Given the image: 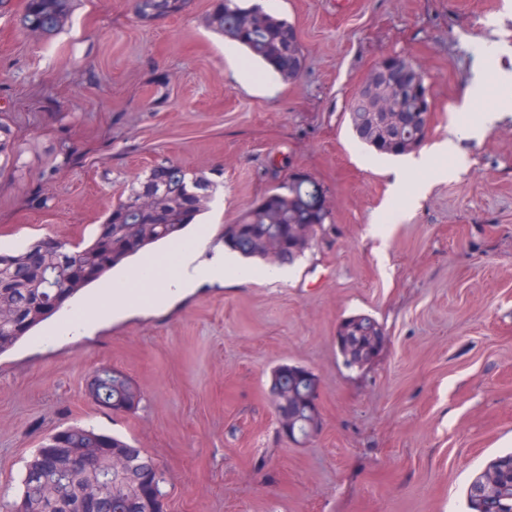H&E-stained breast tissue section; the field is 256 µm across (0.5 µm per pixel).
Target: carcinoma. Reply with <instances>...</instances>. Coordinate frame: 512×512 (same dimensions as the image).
I'll list each match as a JSON object with an SVG mask.
<instances>
[{"label": "carcinoma", "mask_w": 512, "mask_h": 512, "mask_svg": "<svg viewBox=\"0 0 512 512\" xmlns=\"http://www.w3.org/2000/svg\"><path fill=\"white\" fill-rule=\"evenodd\" d=\"M190 0H134L136 14L145 21L185 11ZM71 0H26L24 28L51 36L66 23ZM217 33L241 46L250 60L285 80L298 77L302 54L294 26L263 6L243 0H222L208 18ZM415 92L397 120L385 127L389 136L414 143L424 142L417 101L426 90L420 71H415ZM349 122L356 137L374 147L360 130L369 123L356 99L349 102ZM11 127L0 121V156L13 153ZM213 183L169 160L155 164L132 187L126 198L112 207L102 224L108 236L94 229L88 239L70 244L43 238L16 253L0 252V354L13 348L25 335L59 312L65 303L90 285L110 280L112 269L143 249L178 237L207 210ZM326 191L317 183L290 182L288 193L262 200L232 224L224 225V244L245 258L270 260L268 242L276 240L279 261L292 264L309 245L294 244L291 228L304 224L323 227L329 211ZM54 244L72 265L53 276L35 261L33 252ZM91 267V276L83 269ZM344 335L337 346L344 359L360 368L372 362L376 338L382 327L366 315H354L340 324ZM306 368L282 363L272 371L277 384L272 402L277 420L288 422L289 431L307 429V421L319 418L315 403L317 385L305 382ZM140 388L124 373L92 396L99 406L114 412H132L141 402ZM162 474L152 457L126 440L93 429L70 427L50 435L26 466L22 492L15 512H164L160 484ZM467 512H512V451L491 458L466 491Z\"/></svg>", "instance_id": "obj_1"}]
</instances>
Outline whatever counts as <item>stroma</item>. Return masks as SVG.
Instances as JSON below:
<instances>
[{"label": "stroma", "instance_id": "obj_1", "mask_svg": "<svg viewBox=\"0 0 512 512\" xmlns=\"http://www.w3.org/2000/svg\"><path fill=\"white\" fill-rule=\"evenodd\" d=\"M216 0L149 22L133 0H76L54 37L0 9V113L15 160L0 175V251L89 237L162 160L216 185L198 258L226 254L223 227L299 171L330 218L288 280L205 284L67 340L0 354V512L52 433L78 425L126 439L164 474L165 512H465L466 488L512 450V117L463 140L467 171L431 178L410 217L373 235L390 167L358 141L351 96L385 55L425 77L428 143L448 134L478 48L507 46L505 0H274L304 68L285 80L208 26ZM374 318L385 344L346 367L339 323ZM318 381L320 423L279 432L273 367ZM141 389L133 413L98 406L99 369Z\"/></svg>", "mask_w": 512, "mask_h": 512}]
</instances>
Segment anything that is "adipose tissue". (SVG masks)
Returning <instances> with one entry per match:
<instances>
[{"label":"adipose tissue","mask_w":512,"mask_h":512,"mask_svg":"<svg viewBox=\"0 0 512 512\" xmlns=\"http://www.w3.org/2000/svg\"><path fill=\"white\" fill-rule=\"evenodd\" d=\"M495 81L506 98L483 107L478 116H471L470 110L477 93L486 84L483 69H475L474 77L463 93L461 104L448 128L447 139L433 144L418 156L410 158L405 168L396 170L391 185V194L403 198L402 208L390 211L391 220H398L405 211L411 210L423 198L427 184L416 181L412 191H405L407 172L419 174L436 170L439 176L458 175L466 168L460 153L459 143L465 138L479 137L483 132L501 121L507 110L512 109V71L500 70ZM440 158L454 159L453 168H438L434 162ZM201 236L175 240L162 255L139 261L126 275L113 279L106 287L72 301L71 309L53 330L62 336L84 330L91 322L112 317L133 306L147 307L163 304L171 296L203 284L234 280L237 283L250 281L255 275H262L268 281H283L288 277L287 269L267 266L255 270L242 264L235 255L227 254L208 263L196 260Z\"/></svg>","instance_id":"1"}]
</instances>
